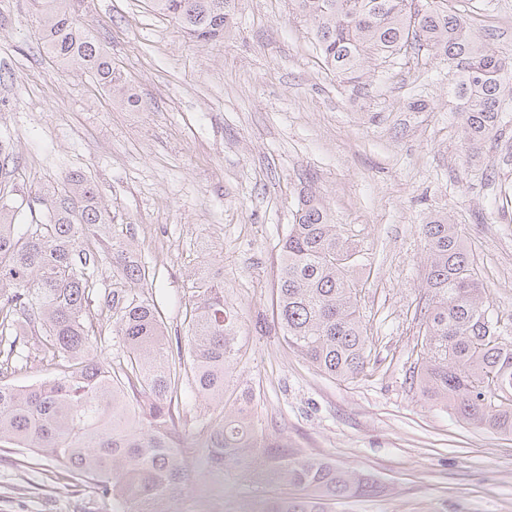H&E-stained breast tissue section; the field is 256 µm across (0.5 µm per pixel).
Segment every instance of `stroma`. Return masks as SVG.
<instances>
[{"instance_id": "stroma-1", "label": "stroma", "mask_w": 512, "mask_h": 512, "mask_svg": "<svg viewBox=\"0 0 512 512\" xmlns=\"http://www.w3.org/2000/svg\"><path fill=\"white\" fill-rule=\"evenodd\" d=\"M448 5L512 57V0ZM232 11L223 38L194 42L146 0H82V23L139 98L131 110L39 50L29 0H0V139L26 222L42 220L67 174L97 186L112 223L82 242L98 259L86 319L108 357L120 348L98 294L117 273L113 239L137 245L169 336L187 334L194 279L223 282L240 347L225 401L251 391L259 431L379 484L333 512H512V436L463 423L412 378L430 217L459 225L491 310L512 321V157L501 151L512 123L461 162L445 57L414 47L354 85L325 66L296 0H234ZM306 193L365 252L370 363L351 381L290 350L273 320L278 242ZM55 469L0 448V512H112L82 488H52ZM273 492L235 467L220 485L195 470L176 508L247 512Z\"/></svg>"}]
</instances>
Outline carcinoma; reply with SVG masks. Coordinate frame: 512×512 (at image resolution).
<instances>
[{"label":"carcinoma","instance_id":"obj_1","mask_svg":"<svg viewBox=\"0 0 512 512\" xmlns=\"http://www.w3.org/2000/svg\"><path fill=\"white\" fill-rule=\"evenodd\" d=\"M76 0H30L42 49L61 67L78 65L121 104L139 106L100 37L79 20ZM197 41L224 35L232 0H148ZM314 40L338 77L360 79L367 58L394 59L410 44L447 57L450 93L461 117V154L478 155L505 119L512 60L475 38L448 0H296ZM65 197L45 202V220L22 223L23 204L0 194V343L38 339L39 361L59 374L27 386L0 383V447L24 448L58 465L66 485L112 502L113 512H175L171 500L197 465L216 478L231 464L279 492L248 512H331V505L376 492V481L303 453L283 437L258 433L253 395L224 406L236 359L238 318L224 308V285L193 283L187 351H169L155 301L135 286L146 268L122 241L120 266L103 300L116 315L123 348L116 362L93 347L86 310L96 255L78 245L107 223L95 184L64 179ZM427 302L417 343L416 382L429 402L477 428L512 435V336L490 312L485 288L458 226L435 216L421 225ZM363 249L331 222L313 195L299 199L280 244L273 317L290 349L319 372L352 380L367 368L369 336L360 311ZM219 413L199 437L180 432L172 407L184 387ZM200 449L199 454L190 449Z\"/></svg>","mask_w":512,"mask_h":512}]
</instances>
